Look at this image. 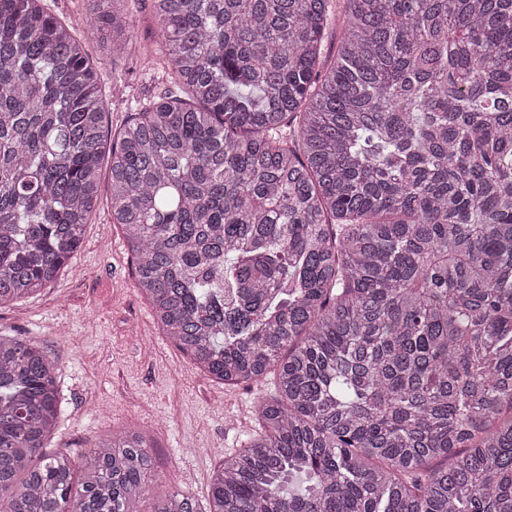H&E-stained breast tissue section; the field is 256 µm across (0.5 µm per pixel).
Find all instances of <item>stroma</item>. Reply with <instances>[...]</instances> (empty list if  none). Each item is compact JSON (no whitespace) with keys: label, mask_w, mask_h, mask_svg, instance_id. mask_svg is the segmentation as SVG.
Masks as SVG:
<instances>
[{"label":"stroma","mask_w":512,"mask_h":512,"mask_svg":"<svg viewBox=\"0 0 512 512\" xmlns=\"http://www.w3.org/2000/svg\"><path fill=\"white\" fill-rule=\"evenodd\" d=\"M77 36L109 102L111 130L135 102L165 90V63L140 55L116 63L85 31ZM0 334L37 340L58 363L60 427L48 452H79L114 430L140 432L157 464L148 497L175 488L207 496L225 453L255 428L258 390L212 381L159 330L112 223L108 174L76 258L45 288L0 307Z\"/></svg>","instance_id":"35a3bbf8"}]
</instances>
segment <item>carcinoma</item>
<instances>
[{
	"label": "carcinoma",
	"mask_w": 512,
	"mask_h": 512,
	"mask_svg": "<svg viewBox=\"0 0 512 512\" xmlns=\"http://www.w3.org/2000/svg\"><path fill=\"white\" fill-rule=\"evenodd\" d=\"M87 2L131 55L129 0ZM152 7L169 89L110 137L74 26L0 0V304L78 255L106 160L164 336L275 377L205 505L150 512H512V0ZM56 373L0 335V512H142V434L43 452Z\"/></svg>",
	"instance_id": "obj_1"
}]
</instances>
